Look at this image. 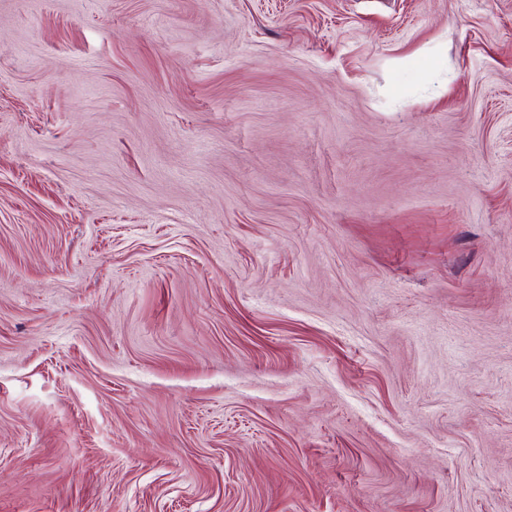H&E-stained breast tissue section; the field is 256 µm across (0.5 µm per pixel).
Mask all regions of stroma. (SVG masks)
Listing matches in <instances>:
<instances>
[{"instance_id":"1","label":"stroma","mask_w":512,"mask_h":512,"mask_svg":"<svg viewBox=\"0 0 512 512\" xmlns=\"http://www.w3.org/2000/svg\"><path fill=\"white\" fill-rule=\"evenodd\" d=\"M0 512H512V0H0Z\"/></svg>"}]
</instances>
